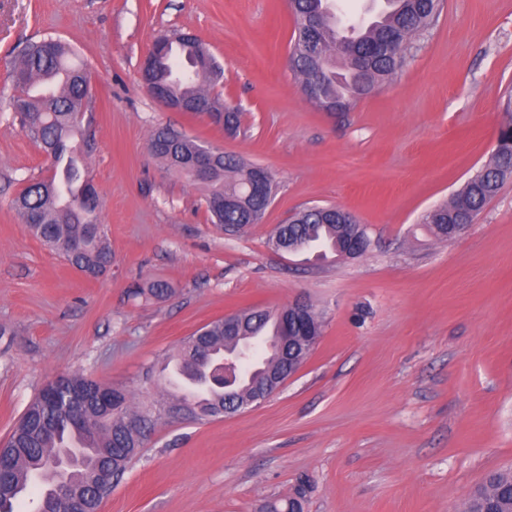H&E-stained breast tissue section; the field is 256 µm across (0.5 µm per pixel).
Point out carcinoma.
Here are the masks:
<instances>
[{
	"label": "carcinoma",
	"mask_w": 512,
	"mask_h": 512,
	"mask_svg": "<svg viewBox=\"0 0 512 512\" xmlns=\"http://www.w3.org/2000/svg\"><path fill=\"white\" fill-rule=\"evenodd\" d=\"M385 9L372 21H363L347 32L326 11L325 0H292L294 32L292 49L294 71L303 83L320 85L321 108L345 111L357 101L372 94L405 64L412 49L411 38L428 31L439 17V0H385ZM221 65L211 74L182 70L175 72L173 61L159 64L152 78L166 83L176 98L210 99L225 109L224 125L235 132L240 116L210 89L221 82ZM13 108L28 136L53 154L55 174L27 186L15 198L13 206L32 234L51 250L61 255L70 266L95 278L112 266V248L105 225L98 219L95 206H84L83 195L92 177L87 165L70 159L68 145L83 135L82 119L90 108L92 93L87 65L73 48L56 38H44L27 44L18 54L13 68ZM150 145L153 155L167 169L188 178L193 174L189 161L202 144L175 130H156ZM512 149V120L505 123L499 136V149L482 174L469 181L459 196L469 202V211L477 216L503 180L501 158ZM216 160L202 183L208 185L206 203L214 223L239 230L261 222L274 198V180L268 178L265 189L251 190L256 166L215 151ZM235 197L241 205L224 206V197ZM338 206H309L296 214L294 221L278 225L268 244L276 251L292 250L301 254L308 242L325 243L329 252L337 253L351 227L336 218ZM457 199L427 211L421 223L451 224L455 221ZM172 288L164 280H154L147 287L136 285V297L164 298ZM232 331H224V320L218 319L184 338L177 354L166 362L181 365L185 386L195 392L190 399L170 390L155 366L146 370V378L163 388L164 397L149 410L131 405L128 393L107 387L83 376H66L47 387L55 390L61 401L49 406L36 397L27 407L8 439L0 444V509L15 512L20 499L37 490L35 512L58 509L64 499H80L84 512H97L101 500L87 497L86 491L105 475L121 477L139 456L147 438L154 434L160 421L167 418L165 409L181 405L190 408L193 421H211L224 417L239 403L252 398L268 373H288V355L298 360L312 350L309 343L284 345L278 339L276 317L259 308L242 311ZM260 334L265 343L252 345L240 359L243 377L230 388L214 384L209 373L224 355V347H242ZM138 419L140 433L127 428V421ZM83 448L79 466L70 477L62 496L49 498L44 486L35 480L47 457L74 444ZM494 498L499 512H512V474H493L468 502L466 512H481V498ZM302 502L288 496L267 502L261 512H293Z\"/></svg>",
	"instance_id": "1"
}]
</instances>
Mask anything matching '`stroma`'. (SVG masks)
<instances>
[{
  "mask_svg": "<svg viewBox=\"0 0 512 512\" xmlns=\"http://www.w3.org/2000/svg\"><path fill=\"white\" fill-rule=\"evenodd\" d=\"M292 29L290 0H0V441L62 375L156 399L145 368L224 315L301 298L325 322L263 404L161 422L99 512H259L301 477L306 512H465L488 476L512 472V177L459 240L421 223L489 162L512 118V0H443L406 65L346 112L304 96ZM180 31L223 66L237 134L144 86L153 42ZM47 37L74 46L91 76L74 146L112 244L96 279L12 205L50 173L10 106L17 52ZM161 127L267 169L276 195L261 223H211L206 186L150 152ZM314 204L354 213L369 250L311 267L274 252L273 227ZM156 279L171 298L130 294Z\"/></svg>",
  "mask_w": 512,
  "mask_h": 512,
  "instance_id": "1",
  "label": "stroma"
}]
</instances>
